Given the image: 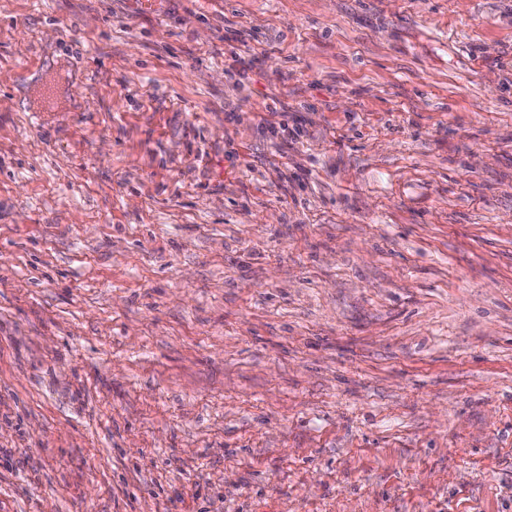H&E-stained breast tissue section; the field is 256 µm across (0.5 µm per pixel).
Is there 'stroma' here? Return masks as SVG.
Instances as JSON below:
<instances>
[{
    "instance_id": "1",
    "label": "stroma",
    "mask_w": 512,
    "mask_h": 512,
    "mask_svg": "<svg viewBox=\"0 0 512 512\" xmlns=\"http://www.w3.org/2000/svg\"><path fill=\"white\" fill-rule=\"evenodd\" d=\"M0 512H512V0H0Z\"/></svg>"
}]
</instances>
